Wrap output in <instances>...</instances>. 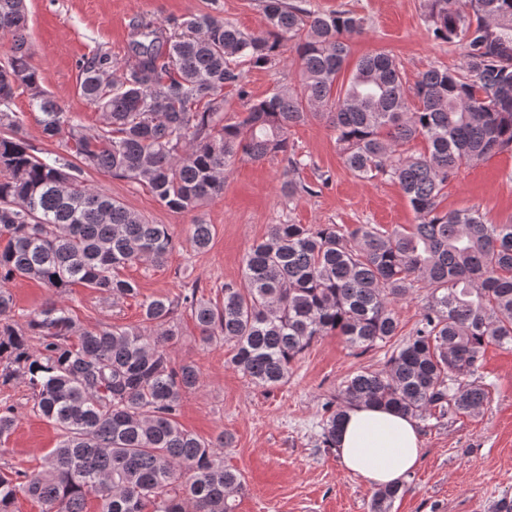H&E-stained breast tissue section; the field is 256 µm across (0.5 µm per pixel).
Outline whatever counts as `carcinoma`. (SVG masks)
I'll use <instances>...</instances> for the list:
<instances>
[{
	"instance_id": "obj_1",
	"label": "carcinoma",
	"mask_w": 512,
	"mask_h": 512,
	"mask_svg": "<svg viewBox=\"0 0 512 512\" xmlns=\"http://www.w3.org/2000/svg\"><path fill=\"white\" fill-rule=\"evenodd\" d=\"M304 2L263 0L258 34L212 14L166 26L134 17L123 62L97 52L79 64L80 91L104 116L90 134L42 87L25 0H0V34L9 37L0 66V385L27 383L33 410L62 431L40 471L0 465V512H14L20 495L41 512H88L92 498L98 512H235L245 484L224 467L219 449L229 438L203 439L178 421L183 396L199 384L197 369L172 355L167 325L181 308L203 342L232 344L231 363L275 387L324 336L342 337L355 355L389 342L398 328L392 304L425 288L418 326L385 367L354 373L323 404L326 448L351 406L441 420L488 401L472 376L487 346L512 349V220L492 224L477 209L439 205L462 166L512 153V0H422L434 37L460 46L463 65L430 67L412 84L385 52L345 74L346 38L363 33L365 19ZM288 50L298 83L251 99L243 67L272 69ZM20 88L44 136L62 139L79 163L30 148L10 109ZM312 118L332 129L355 176L397 182L417 223L273 224L222 299L198 298L193 283L175 300H145L141 329H83L62 300L15 322L5 285L16 279L61 295L80 285L135 298L138 284L120 271L161 263L172 249L167 225L86 186L84 169L142 184L171 211L193 210L223 191L239 160L276 157L284 174L297 170L288 134ZM419 139L424 151L404 149ZM211 239L210 225H191L196 249ZM403 492L378 489L371 512H390Z\"/></svg>"
}]
</instances>
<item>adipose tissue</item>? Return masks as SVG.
<instances>
[{"instance_id":"obj_1","label":"adipose tissue","mask_w":512,"mask_h":512,"mask_svg":"<svg viewBox=\"0 0 512 512\" xmlns=\"http://www.w3.org/2000/svg\"><path fill=\"white\" fill-rule=\"evenodd\" d=\"M344 468L374 488L398 485L422 457L417 420L379 406L347 409L336 438Z\"/></svg>"}]
</instances>
